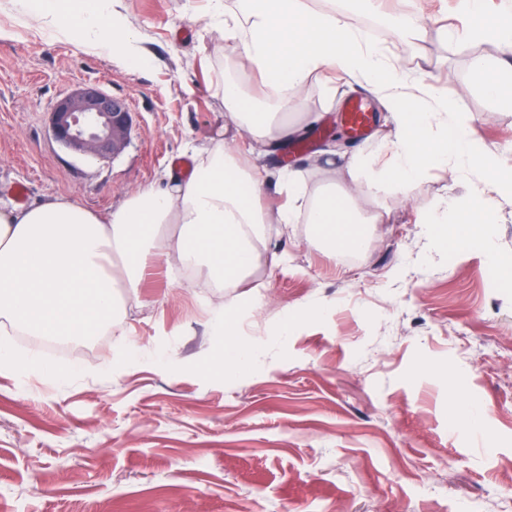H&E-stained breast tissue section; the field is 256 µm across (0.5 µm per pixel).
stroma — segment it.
I'll use <instances>...</instances> for the list:
<instances>
[{
	"mask_svg": "<svg viewBox=\"0 0 512 512\" xmlns=\"http://www.w3.org/2000/svg\"><path fill=\"white\" fill-rule=\"evenodd\" d=\"M152 57L131 69L108 53L41 28L25 0H0V206L62 198L108 213L153 183L190 146L224 133L225 80L254 88L241 48L224 40L211 0H117ZM381 30L354 28L401 59L393 18L426 25L409 74L430 76L484 144L512 160V107L487 96L448 29L459 0H389ZM95 84L124 100L129 141L101 159L49 132L57 102ZM319 77L291 98L324 117L290 141L310 184L346 103ZM451 187L433 169L385 210L361 250L329 253L308 224L274 226L249 278L211 288L154 268L119 289L127 308L108 336L21 341L0 335L18 364L0 371V512H512V282L482 251L449 260L417 219ZM235 312L256 343L251 366L218 373ZM291 330H284L285 321ZM43 366L28 369L30 358Z\"/></svg>",
	"mask_w": 512,
	"mask_h": 512,
	"instance_id": "obj_1",
	"label": "stroma"
}]
</instances>
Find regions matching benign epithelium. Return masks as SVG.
<instances>
[{
  "label": "benign epithelium",
  "mask_w": 512,
  "mask_h": 512,
  "mask_svg": "<svg viewBox=\"0 0 512 512\" xmlns=\"http://www.w3.org/2000/svg\"><path fill=\"white\" fill-rule=\"evenodd\" d=\"M132 125L126 103L97 85L62 99L51 113L53 138L79 153L108 158L127 144Z\"/></svg>",
  "instance_id": "7a95c632"
}]
</instances>
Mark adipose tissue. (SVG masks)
<instances>
[{
  "label": "adipose tissue",
  "mask_w": 512,
  "mask_h": 512,
  "mask_svg": "<svg viewBox=\"0 0 512 512\" xmlns=\"http://www.w3.org/2000/svg\"><path fill=\"white\" fill-rule=\"evenodd\" d=\"M469 18L465 38L490 42L498 56L471 66L484 92L512 105V9L486 15L483 0H460ZM225 36L238 40L266 97L234 82L224 85V109L237 136L192 151L194 172H164L158 184L132 193L111 213L50 199L0 209V334L103 336L121 319L120 288H134L150 263L180 264L214 288L237 287L266 245L274 224H311L327 251L356 250L366 227L386 223L381 212L359 209L357 199L392 189L407 195L434 167L451 174L476 171L512 193V167L487 149L455 112L447 96L409 77L379 45L349 24L340 11L321 12L309 0H234L224 8ZM34 19L75 41L114 54L132 68L150 57L127 30L112 0H40ZM456 31L446 36L457 39ZM345 73L389 113L393 155L344 151L342 181L308 186L301 170L276 172L285 202L277 212L261 204L265 169L251 163L259 150L278 153L303 136L322 115L305 105L288 111L311 75ZM432 244L454 252L479 247L501 279L512 281V260L493 243L498 222L493 198L472 195L439 204L421 216Z\"/></svg>",
  "instance_id": "adipose-tissue-1"
}]
</instances>
